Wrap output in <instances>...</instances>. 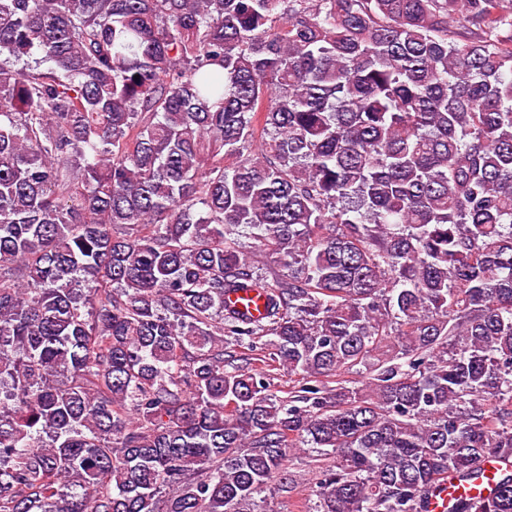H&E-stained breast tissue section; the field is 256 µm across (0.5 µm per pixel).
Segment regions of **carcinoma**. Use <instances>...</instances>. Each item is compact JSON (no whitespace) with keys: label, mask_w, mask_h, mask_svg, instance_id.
Segmentation results:
<instances>
[{"label":"carcinoma","mask_w":512,"mask_h":512,"mask_svg":"<svg viewBox=\"0 0 512 512\" xmlns=\"http://www.w3.org/2000/svg\"><path fill=\"white\" fill-rule=\"evenodd\" d=\"M304 446L319 512L512 459V0H0V512H244ZM237 244L239 250L254 254V259L256 261L255 266L259 273H262L263 275H274L280 273L281 268L279 263L276 261L277 259L275 256L271 257V255L256 251L254 241L251 238L248 236H239Z\"/></svg>","instance_id":"cac0c4a2"}]
</instances>
